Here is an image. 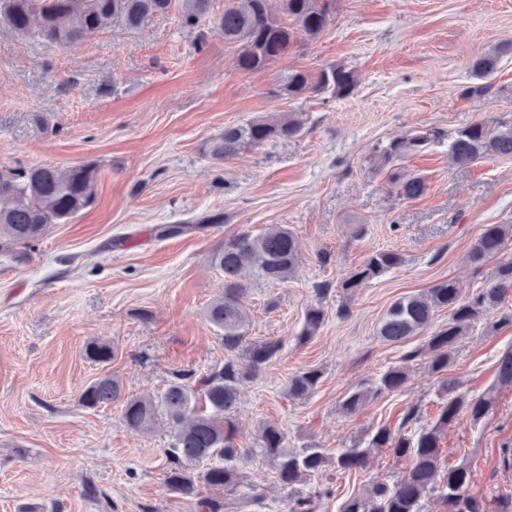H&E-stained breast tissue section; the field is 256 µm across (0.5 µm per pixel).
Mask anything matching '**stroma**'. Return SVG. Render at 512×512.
I'll return each mask as SVG.
<instances>
[{
	"label": "stroma",
	"mask_w": 512,
	"mask_h": 512,
	"mask_svg": "<svg viewBox=\"0 0 512 512\" xmlns=\"http://www.w3.org/2000/svg\"><path fill=\"white\" fill-rule=\"evenodd\" d=\"M224 0H211L196 30L182 27L181 2L128 28L111 23L77 46L22 35L0 22V169L97 163L94 204L53 225L27 262L0 255V512H197L194 500L163 483L167 421L131 430L121 403L88 408L82 392L101 375L124 396L163 391L171 372L203 373L224 361L222 333L205 318L224 289L213 257L225 238L288 226L302 261L296 276L255 281L246 297L249 338L283 343L278 357L239 385L236 441L248 492L265 512H293L259 444L262 425L285 432L287 448H346L377 427L413 432L440 411L439 374L427 359L407 364L408 344L377 334L398 299L454 280L470 296L495 275L497 260L472 266L467 253L488 224H512V158L458 166L448 136L470 124L512 123V0H336L330 25L267 69L245 73L220 27ZM499 52L488 92L473 93L471 64ZM341 65L353 70L352 96L289 98V71ZM301 113L293 138L242 149L223 164L205 153L225 126ZM423 127L446 139L382 165L378 150ZM424 178L426 194L398 195L392 172ZM220 213L176 236L163 228ZM393 250L402 264L351 301L341 320L340 282L369 254ZM329 286L318 297L321 286ZM321 303L318 333L299 343L307 308ZM111 346L109 363L86 359L87 343ZM512 350V325H478L458 344L447 370L461 392L490 393L480 421L460 414L440 436L446 465L468 462L470 494L512 497V384L496 382ZM407 365L396 392L345 414L341 403L391 366ZM321 371L311 395L290 399V376ZM418 424L405 423L410 409ZM406 467L389 450L371 468L326 470L317 512L370 481L398 480ZM105 493L89 497L88 486Z\"/></svg>",
	"instance_id": "1"
}]
</instances>
